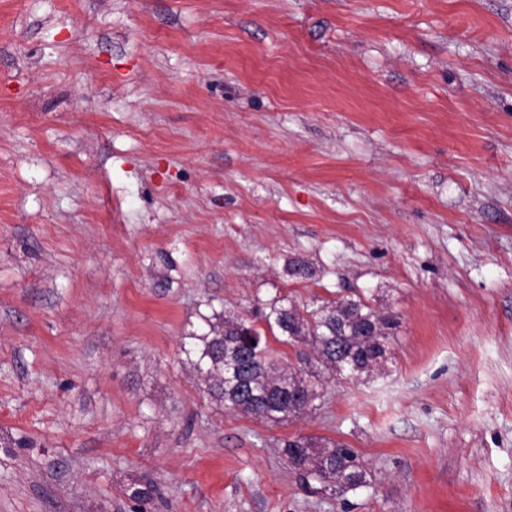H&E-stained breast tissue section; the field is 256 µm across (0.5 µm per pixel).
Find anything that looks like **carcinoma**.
Listing matches in <instances>:
<instances>
[{
    "instance_id": "1",
    "label": "carcinoma",
    "mask_w": 512,
    "mask_h": 512,
    "mask_svg": "<svg viewBox=\"0 0 512 512\" xmlns=\"http://www.w3.org/2000/svg\"><path fill=\"white\" fill-rule=\"evenodd\" d=\"M256 321L252 344L242 327ZM398 317L374 309L362 297L316 299L306 304L275 295L244 317L224 319V327L192 337L195 367L209 382L211 395L230 412L280 423L306 412L322 398L327 384L338 378L376 374L388 362L387 340ZM281 336L288 344L307 343L298 366H284L268 342ZM284 455L306 484L333 490L349 483L357 491L370 485L369 472L358 453L341 441L318 445L307 436L284 442Z\"/></svg>"
}]
</instances>
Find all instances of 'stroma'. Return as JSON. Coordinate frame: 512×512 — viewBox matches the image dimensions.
Returning a JSON list of instances; mask_svg holds the SVG:
<instances>
[{"label":"stroma","instance_id":"1","mask_svg":"<svg viewBox=\"0 0 512 512\" xmlns=\"http://www.w3.org/2000/svg\"><path fill=\"white\" fill-rule=\"evenodd\" d=\"M277 294L388 370L225 410L184 343ZM0 512H512V0H0ZM284 455L300 472L303 481L320 487L315 490H335L343 481L349 483L346 491H357L370 485L369 472L358 453L341 441L326 439L318 445L307 436H298L284 442Z\"/></svg>","mask_w":512,"mask_h":512}]
</instances>
